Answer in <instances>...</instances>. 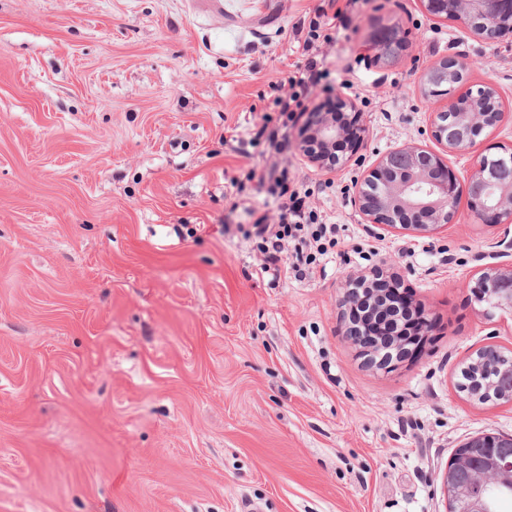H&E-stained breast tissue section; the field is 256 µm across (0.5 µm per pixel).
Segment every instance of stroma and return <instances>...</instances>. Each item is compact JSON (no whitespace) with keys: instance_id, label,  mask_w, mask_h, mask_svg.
I'll return each mask as SVG.
<instances>
[{"instance_id":"stroma-1","label":"stroma","mask_w":512,"mask_h":512,"mask_svg":"<svg viewBox=\"0 0 512 512\" xmlns=\"http://www.w3.org/2000/svg\"><path fill=\"white\" fill-rule=\"evenodd\" d=\"M317 3L0 0V512H448L456 448L512 435V404L458 389L476 351H512V314L471 293L512 263L504 225L465 197L430 235L354 204L384 154L431 146L423 75L441 59L466 58L503 113L449 168L512 150V32L479 37L421 0L348 11L310 104L354 100L367 135L326 172L290 129V175L337 244L314 277L275 281L238 229L240 203L277 214L248 140L260 93L304 62L294 26ZM383 34L402 48L377 60ZM377 268L439 322L387 370L364 364L338 304Z\"/></svg>"}]
</instances>
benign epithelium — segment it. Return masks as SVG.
I'll return each mask as SVG.
<instances>
[{
	"mask_svg": "<svg viewBox=\"0 0 512 512\" xmlns=\"http://www.w3.org/2000/svg\"><path fill=\"white\" fill-rule=\"evenodd\" d=\"M425 7L433 17L456 20L512 13V0H425ZM497 95V87L489 83L435 104L429 115L431 139L448 153L468 150L475 136L501 121L502 112L487 108L480 100ZM460 114L471 132L466 138L448 123V117ZM341 134L336 113H305L299 148L306 162L324 171L347 164L349 158L331 156ZM505 168L512 169L511 151L495 159L477 156L461 182L435 152L419 145L400 147L382 156L377 168L356 183L354 202L369 224L431 233L454 223L464 191L474 200L482 222L511 224L512 187L499 196L489 190L499 170ZM473 294L487 308L511 313L512 265L485 269L475 281ZM511 447L512 435L494 433L475 435L460 445L454 466L443 477L448 512H496L500 492L512 493V458L498 454L497 449Z\"/></svg>",
	"mask_w": 512,
	"mask_h": 512,
	"instance_id": "benign-epithelium-1",
	"label": "benign epithelium"
}]
</instances>
